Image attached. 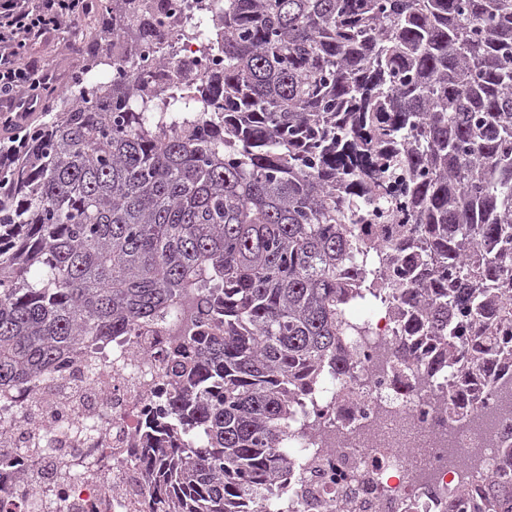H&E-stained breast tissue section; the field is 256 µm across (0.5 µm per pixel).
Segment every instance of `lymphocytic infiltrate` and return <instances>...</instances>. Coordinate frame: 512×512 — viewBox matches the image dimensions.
<instances>
[{
  "instance_id": "lymphocytic-infiltrate-1",
  "label": "lymphocytic infiltrate",
  "mask_w": 512,
  "mask_h": 512,
  "mask_svg": "<svg viewBox=\"0 0 512 512\" xmlns=\"http://www.w3.org/2000/svg\"><path fill=\"white\" fill-rule=\"evenodd\" d=\"M88 8L87 0H0V129L10 133L0 145L4 160L23 150L27 117L45 109L43 92L54 84L52 71L28 50Z\"/></svg>"
}]
</instances>
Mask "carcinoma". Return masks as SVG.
<instances>
[{
	"label": "carcinoma",
	"instance_id": "obj_1",
	"mask_svg": "<svg viewBox=\"0 0 512 512\" xmlns=\"http://www.w3.org/2000/svg\"><path fill=\"white\" fill-rule=\"evenodd\" d=\"M125 73L155 40L137 0L100 6ZM224 70L170 101L147 68L53 100L0 163V393L190 294L212 336L171 355L165 422L145 428L153 512H239L288 485L297 398L352 377L358 304L437 344L512 363V0H224ZM381 232L370 237L362 226ZM465 392L448 422L474 409ZM512 512V479L485 486Z\"/></svg>",
	"mask_w": 512,
	"mask_h": 512
}]
</instances>
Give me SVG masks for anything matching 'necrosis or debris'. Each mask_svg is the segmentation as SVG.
Returning a JSON list of instances; mask_svg holds the SVG:
<instances>
[{"label": "necrosis or debris", "mask_w": 512, "mask_h": 512, "mask_svg": "<svg viewBox=\"0 0 512 512\" xmlns=\"http://www.w3.org/2000/svg\"><path fill=\"white\" fill-rule=\"evenodd\" d=\"M223 0H158L156 43L145 59L164 53L150 73L161 89L197 104L201 75L223 69L186 37L194 15L223 8ZM368 340L353 342L354 381L336 378L317 404L297 416L311 430L292 438L302 455L288 482L289 512H446L445 495L460 475L502 464L500 437L512 400V367L490 373L459 369L441 385L426 382L419 365L403 380L384 366L397 325L388 314L370 321ZM181 322L168 319L139 336L82 349L52 376L0 394V499L26 508V494L53 512H152L137 448L144 422L165 405L163 365L179 343ZM467 389L480 405L475 418L449 424L436 395Z\"/></svg>", "instance_id": "1"}]
</instances>
